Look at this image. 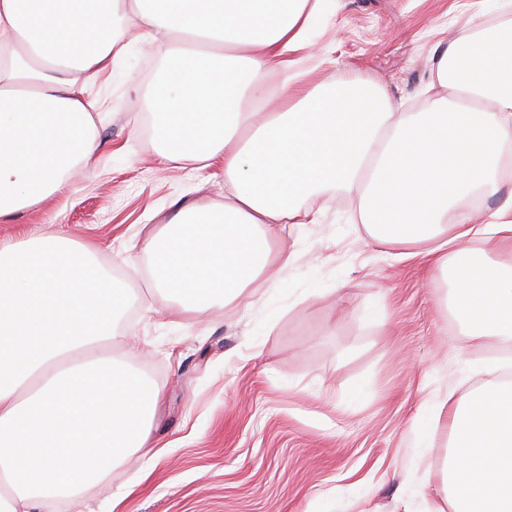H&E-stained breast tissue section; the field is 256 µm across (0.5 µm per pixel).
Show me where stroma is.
I'll return each mask as SVG.
<instances>
[{
	"label": "stroma",
	"mask_w": 512,
	"mask_h": 512,
	"mask_svg": "<svg viewBox=\"0 0 512 512\" xmlns=\"http://www.w3.org/2000/svg\"><path fill=\"white\" fill-rule=\"evenodd\" d=\"M445 0H336L307 59L334 88L371 80L404 112L428 110L433 26ZM159 54L130 45L98 102L102 149L66 192L0 223V241L63 232L97 248L98 264L130 294L104 352L161 391L152 464L131 459L79 507L39 512H433L447 508L446 418L421 407L466 402L495 380L504 356L474 341L432 293L420 259L371 238L348 199L303 200L314 224L278 237L292 261L275 283L208 314L172 316L144 245L191 203H223L224 163L160 162L147 99ZM140 273L129 277V264Z\"/></svg>",
	"instance_id": "stroma-1"
}]
</instances>
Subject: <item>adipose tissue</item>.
Masks as SVG:
<instances>
[{"instance_id":"obj_1","label":"adipose tissue","mask_w":512,"mask_h":512,"mask_svg":"<svg viewBox=\"0 0 512 512\" xmlns=\"http://www.w3.org/2000/svg\"><path fill=\"white\" fill-rule=\"evenodd\" d=\"M335 0H0V221L70 183L100 148L87 78L111 77L132 23L162 36L152 102L161 161L224 159L223 204H189L144 250L154 286L182 311L223 308L291 261L270 234L312 224L303 199L343 193L375 239L426 245L451 268L453 310L471 336L512 346V18L484 28L463 0L464 35L436 42L425 112H396L371 84L314 85L296 57ZM288 68V89L264 81ZM484 244L481 251L472 241ZM130 296L85 245L59 234L0 243V512L88 492L80 458L150 455L161 394L111 357L54 371L58 358L116 335ZM451 512H512V381L477 388L451 416ZM38 464L23 467L18 448Z\"/></svg>"}]
</instances>
